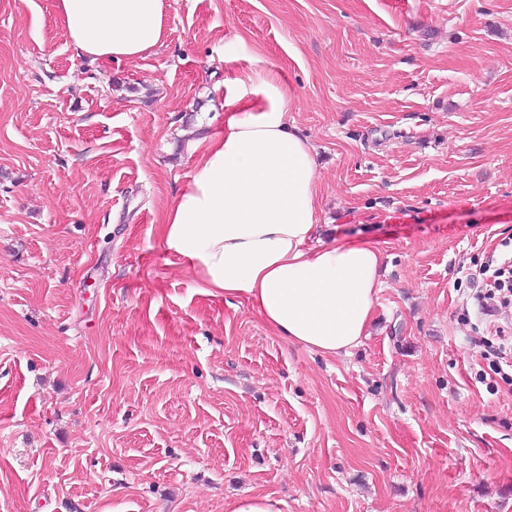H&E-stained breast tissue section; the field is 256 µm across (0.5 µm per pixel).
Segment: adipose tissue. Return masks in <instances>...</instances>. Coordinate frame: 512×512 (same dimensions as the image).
<instances>
[{
  "mask_svg": "<svg viewBox=\"0 0 512 512\" xmlns=\"http://www.w3.org/2000/svg\"><path fill=\"white\" fill-rule=\"evenodd\" d=\"M165 0H57L77 55L140 58L167 36ZM224 132L189 141L194 174L164 217L163 246L207 293L245 300L283 340L328 355L365 336L383 252L364 239L313 246L319 227L316 153L288 122L294 100L271 71L228 80Z\"/></svg>",
  "mask_w": 512,
  "mask_h": 512,
  "instance_id": "obj_1",
  "label": "adipose tissue"
}]
</instances>
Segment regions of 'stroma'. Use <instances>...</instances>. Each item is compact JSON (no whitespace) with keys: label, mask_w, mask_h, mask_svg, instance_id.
I'll use <instances>...</instances> for the list:
<instances>
[{"label":"stroma","mask_w":512,"mask_h":512,"mask_svg":"<svg viewBox=\"0 0 512 512\" xmlns=\"http://www.w3.org/2000/svg\"><path fill=\"white\" fill-rule=\"evenodd\" d=\"M135 60L0 0V512H512V0H166ZM315 146L322 240L384 253L350 354L285 343L162 246L232 75ZM502 267L495 269L493 274H496V278H501L507 272L509 274L508 277H505L504 280H494L493 286L491 289H483L476 290L473 294L472 298L475 300L477 307L479 310L483 312H493L498 310V307H507V305L511 304L512 301V256L509 258H505L502 260ZM504 266V269H503ZM506 266V268H505ZM495 290V291H494ZM225 512H280L279 502L269 495H244L224 503Z\"/></svg>","instance_id":"35a3bbf8"}]
</instances>
